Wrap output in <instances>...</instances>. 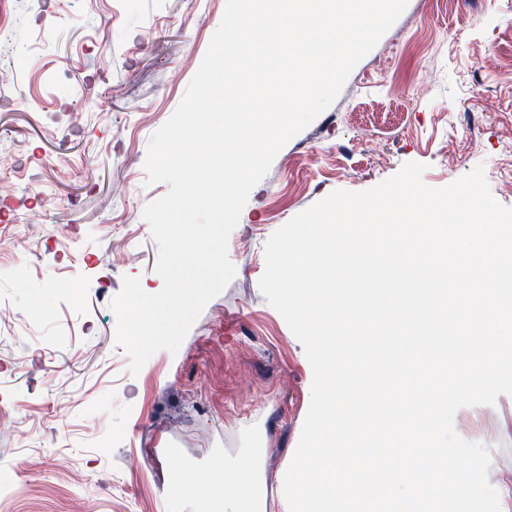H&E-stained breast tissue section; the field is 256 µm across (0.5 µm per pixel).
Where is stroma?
Masks as SVG:
<instances>
[{
    "label": "stroma",
    "instance_id": "1",
    "mask_svg": "<svg viewBox=\"0 0 512 512\" xmlns=\"http://www.w3.org/2000/svg\"><path fill=\"white\" fill-rule=\"evenodd\" d=\"M226 0H16L8 42L25 65L0 94V229L32 246L0 267V512H199L170 472L225 468L262 445L265 512L311 401L303 344L258 282L278 228L333 191L408 162L443 187L483 166L512 208V0H408L338 97L276 155L228 239L236 274L177 353L139 373L116 343L124 277L155 288L143 218L152 135L182 101ZM31 221L17 223L23 212ZM512 490V396L454 416Z\"/></svg>",
    "mask_w": 512,
    "mask_h": 512
}]
</instances>
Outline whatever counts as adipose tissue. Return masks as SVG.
I'll use <instances>...</instances> for the list:
<instances>
[{
    "label": "adipose tissue",
    "mask_w": 512,
    "mask_h": 512,
    "mask_svg": "<svg viewBox=\"0 0 512 512\" xmlns=\"http://www.w3.org/2000/svg\"><path fill=\"white\" fill-rule=\"evenodd\" d=\"M260 451L243 454L236 465L225 472L223 483L212 473H198L189 480L176 481L179 494L201 498L203 505L219 502L222 512H263V498L257 473Z\"/></svg>",
    "instance_id": "obj_1"
}]
</instances>
